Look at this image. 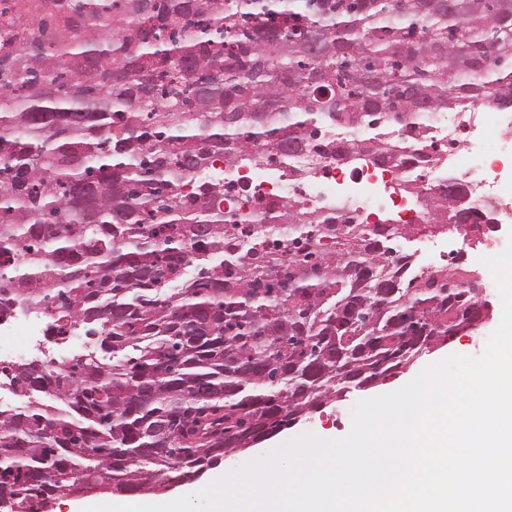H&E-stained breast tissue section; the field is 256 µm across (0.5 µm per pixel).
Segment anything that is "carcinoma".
<instances>
[{"instance_id": "carcinoma-1", "label": "carcinoma", "mask_w": 512, "mask_h": 512, "mask_svg": "<svg viewBox=\"0 0 512 512\" xmlns=\"http://www.w3.org/2000/svg\"><path fill=\"white\" fill-rule=\"evenodd\" d=\"M510 63L512 0H0V319L94 337L13 368L0 512L189 480L469 330L460 265L402 278L385 231L300 200L268 251L209 169L312 147L402 165L405 115L512 109ZM461 195L428 189L434 223L489 215Z\"/></svg>"}]
</instances>
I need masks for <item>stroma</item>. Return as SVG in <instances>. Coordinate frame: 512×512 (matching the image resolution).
I'll use <instances>...</instances> for the list:
<instances>
[{"label":"stroma","instance_id":"1","mask_svg":"<svg viewBox=\"0 0 512 512\" xmlns=\"http://www.w3.org/2000/svg\"><path fill=\"white\" fill-rule=\"evenodd\" d=\"M485 150L495 152L498 163L492 170L486 171L483 178L486 183L494 185L500 203L512 206V112L501 111L499 135L497 139L486 142ZM498 318H491L487 323L476 326L466 334L455 337L429 352L423 353L408 364L398 377L384 384H378L365 390L348 392L343 399L326 401L323 406L303 415L291 427L252 446L236 452L231 458L221 461L214 468L207 470L193 481L177 484L167 490L152 493V500L176 499L199 491L201 485L213 482L246 463L266 458L273 450L301 436L312 435L320 439H336L346 436L351 429V409L362 399L396 391L411 382L426 366L452 355L471 357L481 356L490 333L498 326Z\"/></svg>","mask_w":512,"mask_h":512}]
</instances>
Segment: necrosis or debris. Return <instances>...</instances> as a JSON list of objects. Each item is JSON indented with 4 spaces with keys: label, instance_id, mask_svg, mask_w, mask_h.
Masks as SVG:
<instances>
[{
    "label": "necrosis or debris",
    "instance_id": "1",
    "mask_svg": "<svg viewBox=\"0 0 512 512\" xmlns=\"http://www.w3.org/2000/svg\"><path fill=\"white\" fill-rule=\"evenodd\" d=\"M498 105L493 98H484L479 115L465 112H430L423 118L406 117L403 126L411 145H423L425 151L436 154L440 163L436 171L406 163L404 170L384 167L372 160L349 162L337 156L319 159L304 157L303 165L310 172L304 180L289 177L279 158H263L239 166L216 165V176L230 187L224 195L225 211L248 219L258 208L275 209L290 198H299L314 207L329 220L352 224H379L374 205L378 196L388 195L396 212L398 224L409 219L429 220L427 208L422 207V186L430 176L454 173L463 183L474 186L477 202L487 201L490 192L482 183L472 180L470 170L459 163L462 147L470 140H487L496 133L495 118ZM417 178L418 189L405 192L398 183L402 172ZM63 341L55 336L51 317L43 312L18 309L0 320V365L24 364L27 354L60 362L59 349Z\"/></svg>",
    "mask_w": 512,
    "mask_h": 512
}]
</instances>
